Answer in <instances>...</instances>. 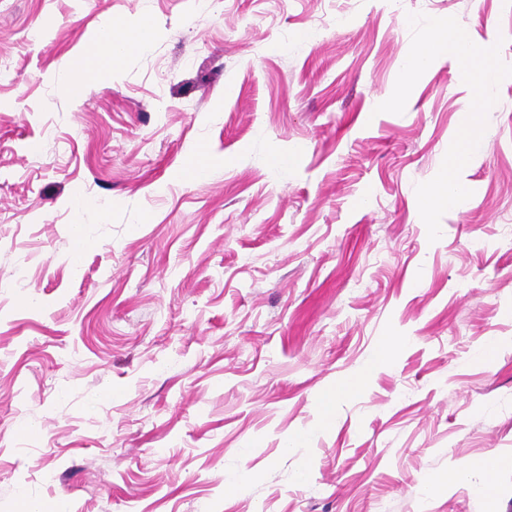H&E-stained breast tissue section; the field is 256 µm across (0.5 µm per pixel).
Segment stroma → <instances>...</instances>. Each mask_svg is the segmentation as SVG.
Segmentation results:
<instances>
[{
    "instance_id": "1",
    "label": "stroma",
    "mask_w": 512,
    "mask_h": 512,
    "mask_svg": "<svg viewBox=\"0 0 512 512\" xmlns=\"http://www.w3.org/2000/svg\"><path fill=\"white\" fill-rule=\"evenodd\" d=\"M419 12L512 65V0H0V512H512L426 488L512 458V77L429 242L472 92L376 113ZM110 18L154 39L88 70ZM401 341V339L395 338L393 336L385 337L374 351L369 364L362 371H360L357 376L343 381L338 386H336V390L327 392L322 398V405L326 411L325 416H330L335 402L337 403L340 398L350 393L359 391L363 386V382L366 376L371 372L376 371L379 366L388 358L390 347ZM511 464V460L507 461L501 457H498L496 455H487L485 457H482L477 460H470L466 461L459 469L455 471V473H452L449 476L450 480H456L461 479L463 475L466 473L477 470L484 474V483L483 487L480 489V492L482 494H488L492 493L495 489L494 481H493V475L495 472H497L501 467H503L506 464Z\"/></svg>"
}]
</instances>
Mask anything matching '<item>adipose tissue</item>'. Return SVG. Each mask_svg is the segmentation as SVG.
<instances>
[{
  "label": "adipose tissue",
  "mask_w": 512,
  "mask_h": 512,
  "mask_svg": "<svg viewBox=\"0 0 512 512\" xmlns=\"http://www.w3.org/2000/svg\"><path fill=\"white\" fill-rule=\"evenodd\" d=\"M154 31L145 25L110 22L97 32L89 50L90 69L108 68L124 55L149 47Z\"/></svg>",
  "instance_id": "obj_1"
}]
</instances>
